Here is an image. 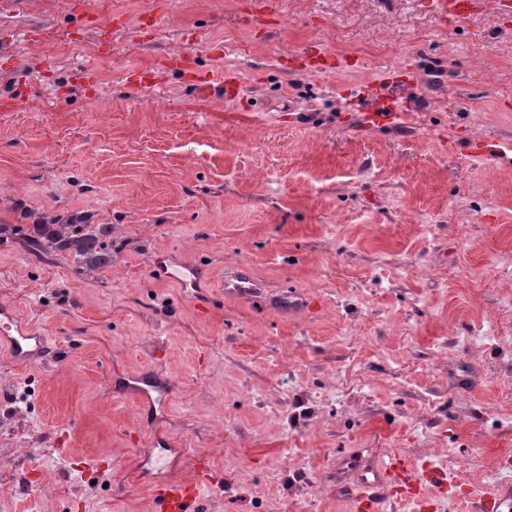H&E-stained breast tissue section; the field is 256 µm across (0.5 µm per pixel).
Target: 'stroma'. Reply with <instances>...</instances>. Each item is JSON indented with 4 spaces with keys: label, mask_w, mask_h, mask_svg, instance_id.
I'll use <instances>...</instances> for the list:
<instances>
[{
    "label": "stroma",
    "mask_w": 512,
    "mask_h": 512,
    "mask_svg": "<svg viewBox=\"0 0 512 512\" xmlns=\"http://www.w3.org/2000/svg\"><path fill=\"white\" fill-rule=\"evenodd\" d=\"M251 2L0 10V224L112 227L97 271L0 235V305L54 347L0 352L27 480L0 473V512H149L141 466L189 481L195 451L204 512H351L393 452L512 476V161L470 148L512 140V29L488 0L448 27L430 0H269L253 30ZM312 42L361 65L297 69ZM407 64L396 116L367 123L356 90ZM167 254L210 273L206 312L154 274ZM239 268L260 298L226 293ZM134 374L166 382L154 408Z\"/></svg>",
    "instance_id": "obj_1"
}]
</instances>
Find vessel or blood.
<instances>
[{
  "instance_id": "b4317fda",
  "label": "vessel or blood",
  "mask_w": 512,
  "mask_h": 512,
  "mask_svg": "<svg viewBox=\"0 0 512 512\" xmlns=\"http://www.w3.org/2000/svg\"><path fill=\"white\" fill-rule=\"evenodd\" d=\"M475 0H432V9L439 22L454 20L465 22L473 9ZM363 97L371 108L372 120H382L389 111L392 100L385 85L364 90ZM155 274L164 280L174 281L188 296H196L197 290L207 281L204 273L197 269L169 270L165 260L155 259ZM0 347L4 348L12 361L22 365L43 363L49 347V339L32 325L18 320L12 310L0 308ZM196 479L192 482L159 479L151 489L153 512H197L203 483L207 482L210 460L206 454L192 457ZM453 485L447 470L430 463L414 464L405 456L392 453L382 458L374 471L373 480H362L352 492L353 512H384V506L392 500L423 497L425 488H432L443 495ZM473 512H504L512 493L498 487L468 490Z\"/></svg>"
}]
</instances>
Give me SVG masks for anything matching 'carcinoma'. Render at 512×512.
<instances>
[{
	"label": "carcinoma",
	"mask_w": 512,
	"mask_h": 512,
	"mask_svg": "<svg viewBox=\"0 0 512 512\" xmlns=\"http://www.w3.org/2000/svg\"><path fill=\"white\" fill-rule=\"evenodd\" d=\"M22 240L43 250L66 252L85 268L98 270L112 264V225L92 224L87 215L40 218L26 227L15 226Z\"/></svg>",
	"instance_id": "obj_1"
}]
</instances>
